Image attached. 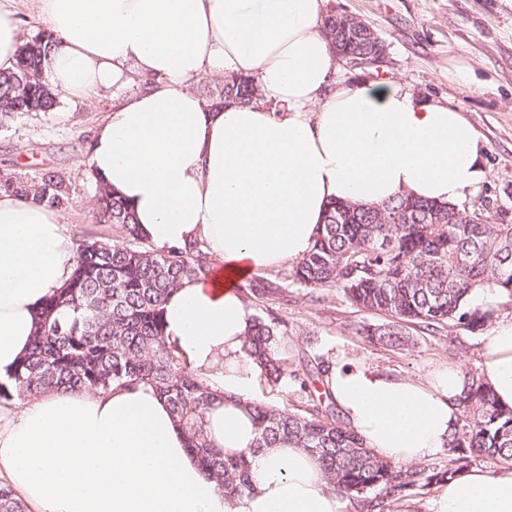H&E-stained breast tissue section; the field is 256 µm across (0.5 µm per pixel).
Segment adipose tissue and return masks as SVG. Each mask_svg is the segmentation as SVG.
Here are the masks:
<instances>
[{
  "mask_svg": "<svg viewBox=\"0 0 512 512\" xmlns=\"http://www.w3.org/2000/svg\"><path fill=\"white\" fill-rule=\"evenodd\" d=\"M31 2L56 40L59 93L90 100L144 84L96 126L87 175L133 208L155 247L197 243L211 257L208 278L183 279L165 300V340L223 389L207 436L226 454L250 452L252 477L244 493L224 494L188 452L165 398L116 384L50 391L19 413L0 407V486L29 512H342L306 450H252L260 369L242 352L253 311L240 285L302 259L330 202L459 199L486 177L474 127L391 83L335 81L319 32L329 0ZM233 73L254 76L266 105L213 109L188 88ZM75 259L52 208L0 193V381ZM467 304L494 314L479 338L480 375L512 408V299L486 285ZM326 384L367 448L406 465L446 449L468 378L459 366L420 380L340 359ZM430 512H512V467L466 469Z\"/></svg>",
  "mask_w": 512,
  "mask_h": 512,
  "instance_id": "1",
  "label": "adipose tissue"
}]
</instances>
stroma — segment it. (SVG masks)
Here are the masks:
<instances>
[{"label":"stroma","mask_w":512,"mask_h":512,"mask_svg":"<svg viewBox=\"0 0 512 512\" xmlns=\"http://www.w3.org/2000/svg\"><path fill=\"white\" fill-rule=\"evenodd\" d=\"M333 12L367 23L382 39L376 61L349 67L336 63L337 79L347 82H393L423 102L456 109L473 125L487 176L461 202H490L498 223L512 224V0H329ZM112 88L93 101L60 99L48 113L24 115L0 127V180H28L51 170L66 182L70 200L59 207L63 230L72 240L96 236L117 240L109 224L93 209L96 186L87 178L91 134L105 113L124 95ZM290 269L273 273L287 300L250 299L254 314L270 310L287 326L291 377L277 386L259 384L261 401L300 413L312 397L299 377L309 363H330L334 354L359 360L394 376L425 379L442 366L468 370L479 363V330L447 329L431 335L413 327L408 348L365 341L357 329L374 315L353 306L337 288L309 290L293 285Z\"/></svg>","instance_id":"35a3bbf8"}]
</instances>
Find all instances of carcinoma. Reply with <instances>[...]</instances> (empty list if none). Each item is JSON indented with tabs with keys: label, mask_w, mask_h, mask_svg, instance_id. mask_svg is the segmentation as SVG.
<instances>
[{
	"label": "carcinoma",
	"mask_w": 512,
	"mask_h": 512,
	"mask_svg": "<svg viewBox=\"0 0 512 512\" xmlns=\"http://www.w3.org/2000/svg\"><path fill=\"white\" fill-rule=\"evenodd\" d=\"M320 32L333 56L357 39L355 32H336L333 13L325 16ZM53 45L48 32L22 42L15 68L0 72V126L19 115L55 108L58 92L48 72ZM203 99L214 107L272 106L255 78L244 74L223 76ZM6 185L19 196L52 206L69 202L68 187L54 171ZM486 206L483 201L471 210L410 195L378 209L332 202L313 247L293 266L290 278L301 288H338L361 310L384 317L378 328L359 326L358 334L370 342L405 347L410 337L402 329L408 325L433 334L454 325L474 329L492 312L466 309L473 289L492 285L512 296V224L494 222ZM424 209L436 210V222L424 220ZM94 210L99 222L120 233L121 241H77L74 271L40 311L28 354L0 381V402L30 401L50 390L102 392L115 382L150 385L166 398L187 448L218 486L229 494L243 492L249 487V458L224 454L206 436V412L224 392L181 363L164 337L167 295L186 277H207L211 258L198 245L165 251L148 244L138 233L133 209L103 187ZM282 293L279 283L256 279L248 295L273 300ZM284 334L282 322L268 312L254 317L243 342L244 353L270 385L288 376L287 359L278 348ZM467 375L461 423L449 441L447 465L436 472L374 455L334 406L320 398L317 413L310 416L251 403L256 447L305 448L336 493L362 499L365 512H386L414 491L456 477L475 458L512 466V409L500 407L477 375ZM0 512L27 508L1 488Z\"/></svg>",
	"instance_id": "obj_1"
}]
</instances>
